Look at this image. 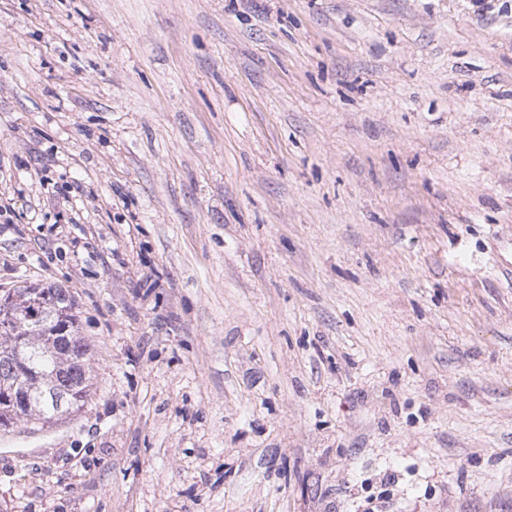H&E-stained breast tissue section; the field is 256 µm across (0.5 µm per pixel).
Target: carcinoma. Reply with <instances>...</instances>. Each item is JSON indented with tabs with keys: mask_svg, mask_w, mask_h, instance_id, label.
I'll list each match as a JSON object with an SVG mask.
<instances>
[{
	"mask_svg": "<svg viewBox=\"0 0 512 512\" xmlns=\"http://www.w3.org/2000/svg\"><path fill=\"white\" fill-rule=\"evenodd\" d=\"M15 308L0 319V427L52 423L84 406L93 385L91 344L78 334L76 302L65 288L13 289ZM23 382L29 402L15 407Z\"/></svg>",
	"mask_w": 512,
	"mask_h": 512,
	"instance_id": "1",
	"label": "carcinoma"
}]
</instances>
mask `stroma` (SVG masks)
Here are the masks:
<instances>
[{
    "label": "stroma",
    "instance_id": "stroma-1",
    "mask_svg": "<svg viewBox=\"0 0 512 512\" xmlns=\"http://www.w3.org/2000/svg\"><path fill=\"white\" fill-rule=\"evenodd\" d=\"M0 205V512H512V0H0ZM7 290L13 291L16 303L10 319H0V427L49 424L79 410L89 398L91 344L78 334L76 302L66 288ZM18 382L30 393L20 409L14 402L25 403L23 385L14 402L9 399Z\"/></svg>",
    "mask_w": 512,
    "mask_h": 512
}]
</instances>
